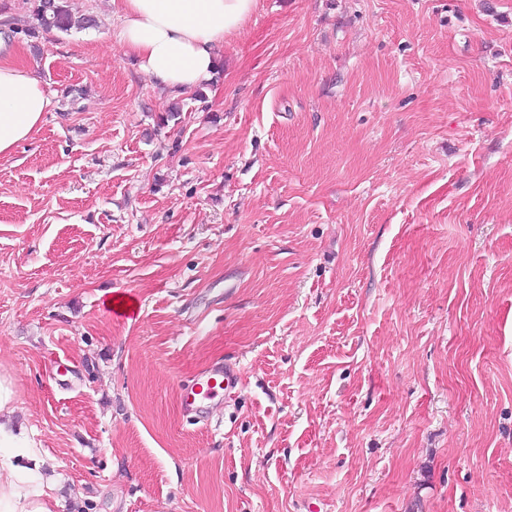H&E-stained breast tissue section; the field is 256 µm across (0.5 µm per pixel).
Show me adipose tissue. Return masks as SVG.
<instances>
[{
  "label": "adipose tissue",
  "instance_id": "1",
  "mask_svg": "<svg viewBox=\"0 0 512 512\" xmlns=\"http://www.w3.org/2000/svg\"><path fill=\"white\" fill-rule=\"evenodd\" d=\"M119 41L142 72L175 96L211 82L225 40L258 0H111ZM0 38V157L34 137L53 109L43 81ZM17 393L0 373V512H52L54 479L41 465H16L12 449L35 442L14 421Z\"/></svg>",
  "mask_w": 512,
  "mask_h": 512
}]
</instances>
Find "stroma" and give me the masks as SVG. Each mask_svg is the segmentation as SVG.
<instances>
[{
	"label": "stroma",
	"instance_id": "35a3bbf8",
	"mask_svg": "<svg viewBox=\"0 0 512 512\" xmlns=\"http://www.w3.org/2000/svg\"><path fill=\"white\" fill-rule=\"evenodd\" d=\"M66 4L94 26L36 54L0 0L55 100L0 158V363L53 512H512V0H259L180 97ZM235 377L236 372L230 366H224V369L214 368L201 374L190 389H186L182 395L186 412L191 415V418L205 421L208 418L207 401L223 392Z\"/></svg>",
	"mask_w": 512,
	"mask_h": 512
}]
</instances>
